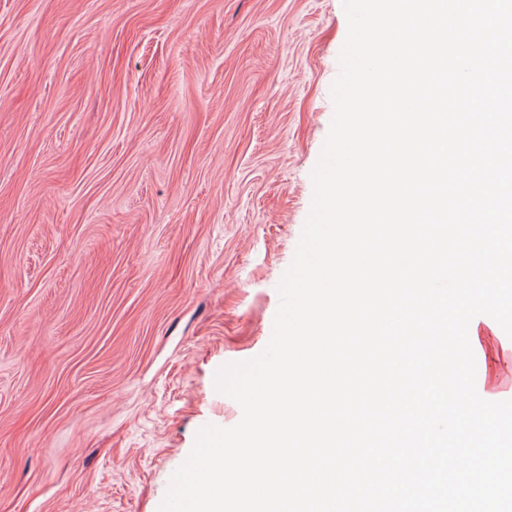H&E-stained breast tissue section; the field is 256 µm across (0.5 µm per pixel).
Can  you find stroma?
<instances>
[{
	"label": "stroma",
	"instance_id": "stroma-1",
	"mask_svg": "<svg viewBox=\"0 0 512 512\" xmlns=\"http://www.w3.org/2000/svg\"><path fill=\"white\" fill-rule=\"evenodd\" d=\"M340 0H0V512H158L268 345ZM512 399V338L471 322Z\"/></svg>",
	"mask_w": 512,
	"mask_h": 512
}]
</instances>
